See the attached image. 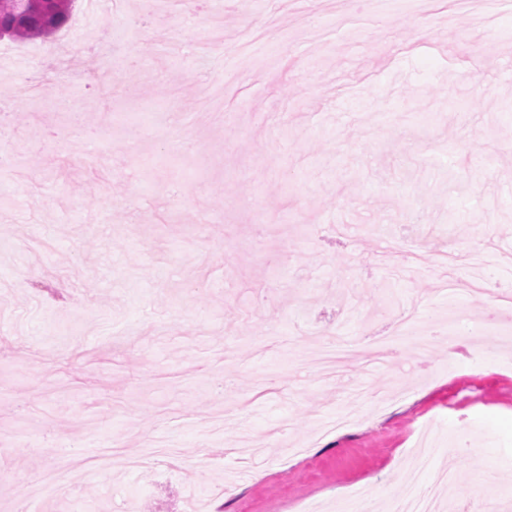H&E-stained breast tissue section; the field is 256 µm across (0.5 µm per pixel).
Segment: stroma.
Returning <instances> with one entry per match:
<instances>
[{
    "label": "stroma",
    "instance_id": "35a3bbf8",
    "mask_svg": "<svg viewBox=\"0 0 512 512\" xmlns=\"http://www.w3.org/2000/svg\"><path fill=\"white\" fill-rule=\"evenodd\" d=\"M138 3L0 39V512H49L52 471L69 512H389L425 442L449 512H512V306L474 290H512V0ZM106 22L139 62L109 96L74 52ZM407 309L465 317L463 357L367 368Z\"/></svg>",
    "mask_w": 512,
    "mask_h": 512
}]
</instances>
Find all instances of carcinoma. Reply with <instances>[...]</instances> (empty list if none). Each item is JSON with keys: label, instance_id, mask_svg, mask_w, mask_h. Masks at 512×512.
Wrapping results in <instances>:
<instances>
[{"label": "carcinoma", "instance_id": "cac0c4a2", "mask_svg": "<svg viewBox=\"0 0 512 512\" xmlns=\"http://www.w3.org/2000/svg\"><path fill=\"white\" fill-rule=\"evenodd\" d=\"M71 9L72 0H29L23 11L14 0H0V29L13 39L48 35L67 24Z\"/></svg>", "mask_w": 512, "mask_h": 512}]
</instances>
